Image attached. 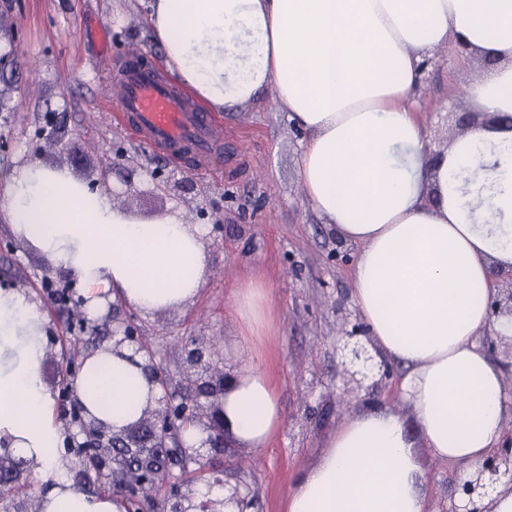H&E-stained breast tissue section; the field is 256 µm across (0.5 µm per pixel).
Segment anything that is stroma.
I'll list each match as a JSON object with an SVG mask.
<instances>
[{
  "label": "stroma",
  "instance_id": "35a3bbf8",
  "mask_svg": "<svg viewBox=\"0 0 512 512\" xmlns=\"http://www.w3.org/2000/svg\"><path fill=\"white\" fill-rule=\"evenodd\" d=\"M150 0H0V55L20 54L25 65L17 83L0 82V178L24 161L68 169L76 178L99 179L100 191L115 206L138 217L177 215L202 225L209 276L199 295L184 306L135 316L151 336L173 384L184 383L177 340L203 343L226 371L245 368L242 348L249 333L237 310V291L260 277L268 324L259 340L262 366L282 408V424L260 450L231 449V456L253 457L242 475L225 468L227 485H249L263 512H283L287 492L299 474L322 453L340 425L337 397L347 377L336 354V340L360 317L353 302L350 269L357 252L315 213L300 176L305 135L287 118L273 89L258 104L220 115L224 161L213 172L195 170L192 160L171 161L159 149H145L114 123L105 97L109 70L102 53L122 59L140 51L163 66L164 51L149 35ZM444 64L429 73L420 89L422 115L431 150L461 136L459 112L475 111L469 80L489 69L474 53L455 43L436 50ZM164 171L163 185L150 177ZM64 268H50L40 253L0 222V289L26 279V295L46 314L42 380L55 401L68 440H83L70 416L66 387L69 369L63 347L82 344L85 354L111 346V304L86 314L84 330L69 324L45 291L46 279L59 280ZM399 366L377 390L359 391L358 411L387 407L403 419L411 413L396 393ZM426 472L430 512H448L460 471L454 464L420 452Z\"/></svg>",
  "mask_w": 512,
  "mask_h": 512
}]
</instances>
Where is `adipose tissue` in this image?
<instances>
[{"label":"adipose tissue","instance_id":"adipose-tissue-1","mask_svg":"<svg viewBox=\"0 0 512 512\" xmlns=\"http://www.w3.org/2000/svg\"><path fill=\"white\" fill-rule=\"evenodd\" d=\"M164 62L217 112L258 103L266 88L304 130V192L317 215L358 248L354 304L381 359L399 364L398 396L421 438L388 409L344 417L283 512H428L419 448L469 477L504 440L503 365L483 339L512 341L492 319V271L512 270V130H477L426 151L415 87L425 55L449 37L494 59L468 95L512 114V0H152ZM0 219L52 266L152 312L195 298L208 277L201 227L144 219L64 168L29 162L0 185ZM45 317L0 291V452L29 460L43 512H124L50 469L66 438L41 379ZM223 398L238 443L265 447L281 408L255 345ZM157 390L103 348L84 362L75 396L87 417L119 429Z\"/></svg>","mask_w":512,"mask_h":512}]
</instances>
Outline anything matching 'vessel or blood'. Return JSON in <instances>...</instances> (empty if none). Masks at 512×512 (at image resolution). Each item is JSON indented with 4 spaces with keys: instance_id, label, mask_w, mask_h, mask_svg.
Wrapping results in <instances>:
<instances>
[{
    "instance_id": "b4317fda",
    "label": "vessel or blood",
    "mask_w": 512,
    "mask_h": 512,
    "mask_svg": "<svg viewBox=\"0 0 512 512\" xmlns=\"http://www.w3.org/2000/svg\"><path fill=\"white\" fill-rule=\"evenodd\" d=\"M114 80L107 95L113 119L140 141L166 148L179 158L192 155L206 165L217 143V117L192 106L162 72L127 59L113 66Z\"/></svg>"
}]
</instances>
